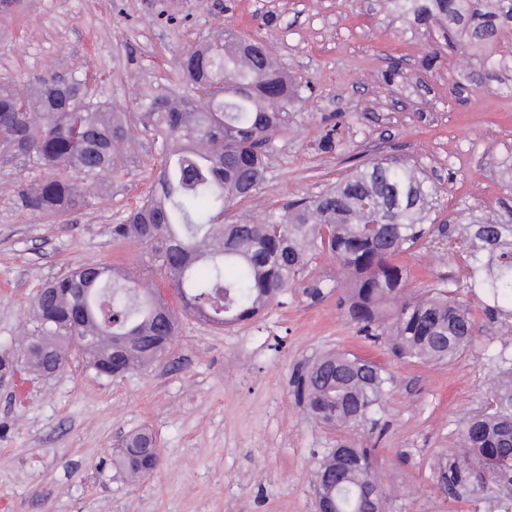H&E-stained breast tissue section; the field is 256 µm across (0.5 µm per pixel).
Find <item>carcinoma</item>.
Masks as SVG:
<instances>
[{"label":"carcinoma","instance_id":"obj_1","mask_svg":"<svg viewBox=\"0 0 512 512\" xmlns=\"http://www.w3.org/2000/svg\"><path fill=\"white\" fill-rule=\"evenodd\" d=\"M401 15L437 28L443 44L480 69H512V48L498 49L512 26V0H391ZM256 40L226 30L187 52L178 64L193 93L145 95L135 112L115 111L74 90L85 78L54 73L18 92L0 80V152L44 171L13 188L20 207L63 216L89 205L88 187L122 168L133 128L151 131L160 174L145 202L112 227L150 257L155 273L177 292L181 311L153 288V279L115 265L86 264L44 284L32 305V329L18 348L0 349V372L21 367L54 373L77 352L99 377L114 380L160 362L187 315L219 327L254 319L288 290L317 299V260L327 254L349 288L340 299L368 338L383 339L398 359L447 363L474 339L470 305L443 282L413 294L398 256L423 242L450 241L454 229L431 219L433 187L397 159L358 165L321 194L289 204L261 221L224 214L263 189L265 147L288 122L302 89ZM470 287L491 318L512 316V209L475 215L466 231ZM512 336L491 354L487 406L460 421V449L433 463L444 500L474 512H512ZM392 377L377 364L327 351L293 373L296 403L313 422L345 433L321 456L314 479L316 512H387L392 493L378 474L375 452L347 434L374 429ZM161 463L152 433L125 436L113 453L116 471L136 482Z\"/></svg>","mask_w":512,"mask_h":512}]
</instances>
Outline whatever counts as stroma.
Returning <instances> with one entry per match:
<instances>
[{
  "mask_svg": "<svg viewBox=\"0 0 512 512\" xmlns=\"http://www.w3.org/2000/svg\"><path fill=\"white\" fill-rule=\"evenodd\" d=\"M226 28L261 39L306 86L269 145V182L242 210L278 212L374 157L407 160L429 178L438 222L461 229L470 214L512 207L498 176L512 152V71L461 85L462 57L444 49L427 63L425 27L382 0H14L0 13V78L23 92L32 76L76 72L93 100L130 112L142 96L166 92L177 61ZM333 118L340 140L325 152L319 140ZM126 152L108 196L63 217L22 211L13 187L41 172L0 160V345L22 335L46 281L86 263H144L141 247L115 239L112 227L148 196L159 157L138 129ZM399 261L417 291L440 279L461 292L470 283L462 258L441 259L428 243ZM317 271L331 288L320 301L296 289L261 318L224 328L183 318L151 370L104 380L75 354L52 378L19 373L1 383L0 512H314L317 463L339 434L305 417L290 378L328 349L394 378L378 427L357 435L399 490L389 512H474L442 500L429 462L454 448L456 424L483 402L498 324L470 297L478 330L466 352L445 365L400 361L339 306L347 283L335 260L320 257ZM143 428L161 464L128 484L112 448Z\"/></svg>",
  "mask_w": 512,
  "mask_h": 512,
  "instance_id": "35a3bbf8",
  "label": "stroma"
}]
</instances>
